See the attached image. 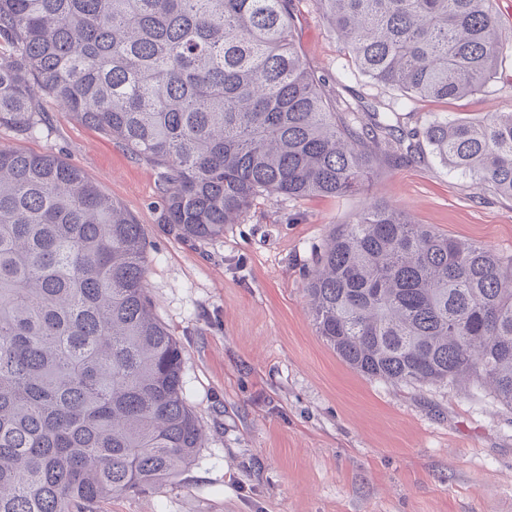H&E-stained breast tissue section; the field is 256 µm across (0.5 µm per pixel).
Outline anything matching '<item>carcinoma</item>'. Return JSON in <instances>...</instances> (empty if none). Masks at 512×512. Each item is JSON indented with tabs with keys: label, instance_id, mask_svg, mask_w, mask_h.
Returning a JSON list of instances; mask_svg holds the SVG:
<instances>
[{
	"label": "carcinoma",
	"instance_id": "obj_1",
	"mask_svg": "<svg viewBox=\"0 0 512 512\" xmlns=\"http://www.w3.org/2000/svg\"><path fill=\"white\" fill-rule=\"evenodd\" d=\"M297 2L0 0V125L38 134V87L160 169V223L189 242L259 199L356 194L376 157L413 161L421 133L512 199V112L422 132L400 117L494 79L492 0H313L359 71L400 93L367 122L308 71ZM146 273L143 225L78 168L0 148V512H96L194 460L202 429ZM306 290L316 332L359 373L468 379L512 408V254L374 199L329 237Z\"/></svg>",
	"mask_w": 512,
	"mask_h": 512
}]
</instances>
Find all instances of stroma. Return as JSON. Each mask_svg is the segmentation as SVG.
I'll list each match as a JSON object with an SVG mask.
<instances>
[{"mask_svg": "<svg viewBox=\"0 0 512 512\" xmlns=\"http://www.w3.org/2000/svg\"><path fill=\"white\" fill-rule=\"evenodd\" d=\"M504 51L485 91L417 100L401 122L512 112V0H494ZM296 42L339 106L392 101L362 75L313 0ZM0 147L52 153L143 224L146 288L183 354L184 395L204 431L193 462L159 491L114 496L97 512H512V408L468 384L366 377L318 336L306 292L313 256L370 197L440 233L512 254V200L421 148L380 157L367 190L344 198L258 200L223 237L187 242L159 219L158 170L46 101L43 131L0 125Z\"/></svg>", "mask_w": 512, "mask_h": 512, "instance_id": "1", "label": "stroma"}]
</instances>
